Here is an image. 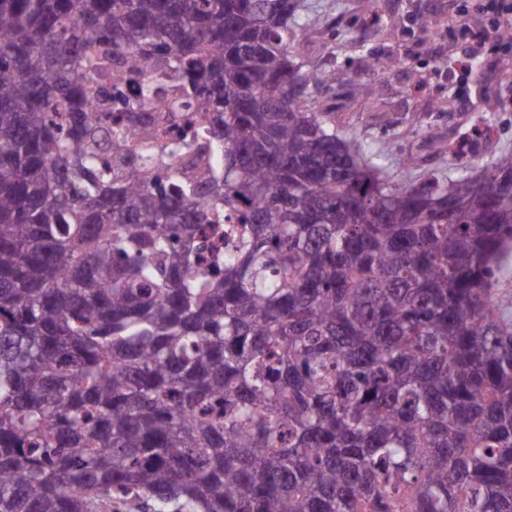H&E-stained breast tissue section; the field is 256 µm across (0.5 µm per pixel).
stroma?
Segmentation results:
<instances>
[{
    "mask_svg": "<svg viewBox=\"0 0 512 512\" xmlns=\"http://www.w3.org/2000/svg\"><path fill=\"white\" fill-rule=\"evenodd\" d=\"M451 0H301L302 18L314 25L304 44L306 60L336 71L338 84L315 90L331 107L346 134L356 135L364 153L390 180L405 177L398 159L416 157L420 171L438 163L441 150L457 146L464 133L491 123L490 139L470 158L481 167L512 154V101L487 97L482 80L470 79L473 107L465 109L456 93L457 62L464 52L447 27L431 31L419 17L447 19ZM443 49V58L424 53V45ZM376 80L380 95L373 107L350 102L360 84Z\"/></svg>",
    "mask_w": 512,
    "mask_h": 512,
    "instance_id": "obj_1",
    "label": "stroma"
}]
</instances>
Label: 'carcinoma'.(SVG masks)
<instances>
[{
    "mask_svg": "<svg viewBox=\"0 0 512 512\" xmlns=\"http://www.w3.org/2000/svg\"><path fill=\"white\" fill-rule=\"evenodd\" d=\"M300 9L0 0V512H512V154L393 184Z\"/></svg>",
    "mask_w": 512,
    "mask_h": 512,
    "instance_id": "cac0c4a2",
    "label": "carcinoma"
}]
</instances>
